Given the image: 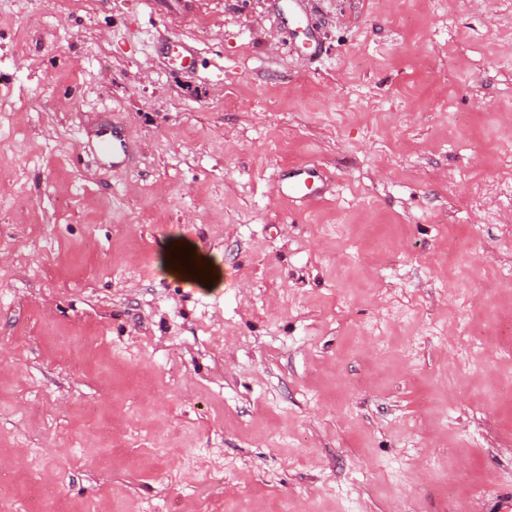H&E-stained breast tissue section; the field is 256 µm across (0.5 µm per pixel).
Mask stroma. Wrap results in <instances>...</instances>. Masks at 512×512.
Returning a JSON list of instances; mask_svg holds the SVG:
<instances>
[{"label":"stroma","instance_id":"obj_1","mask_svg":"<svg viewBox=\"0 0 512 512\" xmlns=\"http://www.w3.org/2000/svg\"><path fill=\"white\" fill-rule=\"evenodd\" d=\"M183 2L0 0V512H502L512 0ZM126 141L115 127L102 128L97 133V151L103 157L112 156V162L126 156ZM325 174L316 167H301L288 173L276 185L278 196L287 199L314 201L323 194L318 185Z\"/></svg>","mask_w":512,"mask_h":512}]
</instances>
